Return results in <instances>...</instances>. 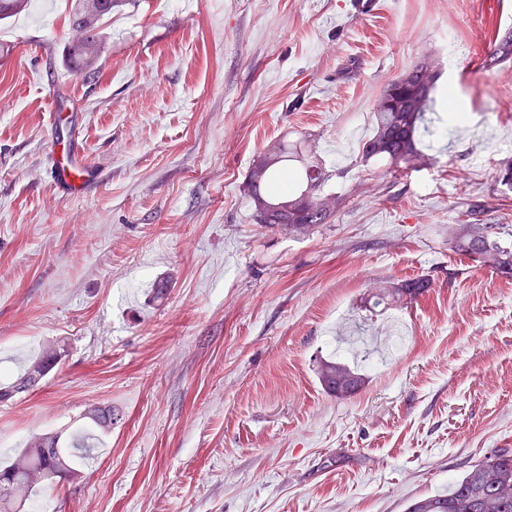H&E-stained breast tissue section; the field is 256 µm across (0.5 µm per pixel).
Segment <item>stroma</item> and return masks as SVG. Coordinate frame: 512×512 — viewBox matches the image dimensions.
<instances>
[{
  "label": "stroma",
  "instance_id": "1",
  "mask_svg": "<svg viewBox=\"0 0 512 512\" xmlns=\"http://www.w3.org/2000/svg\"><path fill=\"white\" fill-rule=\"evenodd\" d=\"M69 11L0 21V378L66 346L0 403V459L90 432L94 407L112 430L25 512H405L512 448V275L448 247L470 210L512 225V63L485 65L512 0H123L87 81ZM426 54L466 123L433 163H359L377 96ZM301 137L343 205L304 235L251 223L254 158ZM74 154L92 178L67 196L51 171ZM394 326L395 354L349 347ZM324 360L363 389L327 393ZM431 287L432 282L426 277L412 278L399 283H392V285L383 287V291H380L375 296L377 298L375 304H379L380 302H386L390 305L401 302L408 304L423 295Z\"/></svg>",
  "mask_w": 512,
  "mask_h": 512
}]
</instances>
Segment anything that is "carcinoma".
<instances>
[{
	"label": "carcinoma",
	"mask_w": 512,
	"mask_h": 512,
	"mask_svg": "<svg viewBox=\"0 0 512 512\" xmlns=\"http://www.w3.org/2000/svg\"><path fill=\"white\" fill-rule=\"evenodd\" d=\"M31 0H0V20L25 11ZM124 0H71L70 24L81 38L69 44L66 61L79 76L94 75L103 26L112 9ZM512 62V27L497 33L485 63L488 67ZM417 60L389 83L399 92L402 112L372 114V133L363 142L360 162H385L394 170L424 165L430 158L419 148L420 138L430 132L429 124L447 123V113L437 110L446 101L435 96L436 86L419 85ZM254 162L263 175L249 171L245 191L251 200V219L268 228L305 234L318 224H328L336 207L325 206V185L331 174L324 161L309 149L306 140H278L267 146ZM512 237L509 224H459L454 229L452 248L503 274H512ZM432 287L426 277L412 278L384 287L377 302L410 303ZM325 390L348 396L361 388L365 379L349 365L326 361L318 370ZM70 444L55 432L34 438L27 448L0 464V512H22L36 483L29 471L39 469L43 480L53 482L76 472ZM407 512H512V449L500 448L471 466L450 483L448 492L414 501Z\"/></svg>",
	"instance_id": "carcinoma-1"
}]
</instances>
